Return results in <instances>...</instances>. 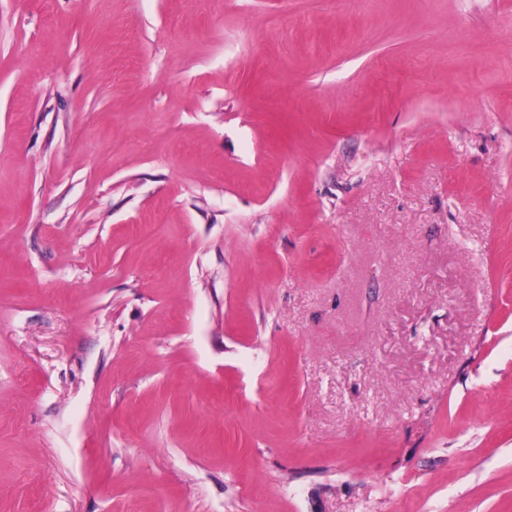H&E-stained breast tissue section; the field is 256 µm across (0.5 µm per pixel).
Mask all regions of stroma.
<instances>
[{
    "label": "stroma",
    "mask_w": 512,
    "mask_h": 512,
    "mask_svg": "<svg viewBox=\"0 0 512 512\" xmlns=\"http://www.w3.org/2000/svg\"><path fill=\"white\" fill-rule=\"evenodd\" d=\"M0 512H512V0H0Z\"/></svg>",
    "instance_id": "stroma-1"
}]
</instances>
